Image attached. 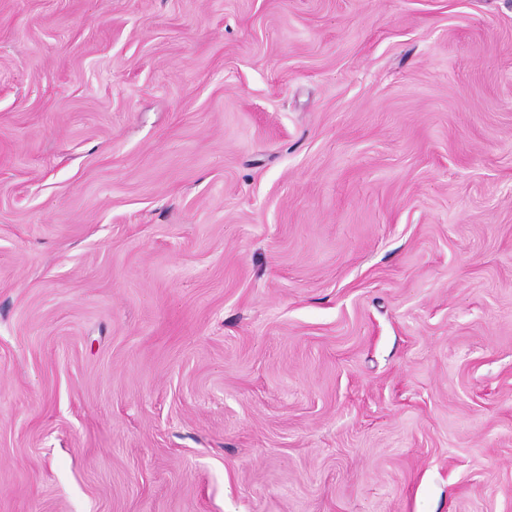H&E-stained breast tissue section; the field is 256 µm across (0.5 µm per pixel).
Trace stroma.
<instances>
[{
    "label": "stroma",
    "mask_w": 512,
    "mask_h": 512,
    "mask_svg": "<svg viewBox=\"0 0 512 512\" xmlns=\"http://www.w3.org/2000/svg\"><path fill=\"white\" fill-rule=\"evenodd\" d=\"M0 512H512V0H0Z\"/></svg>",
    "instance_id": "obj_1"
}]
</instances>
